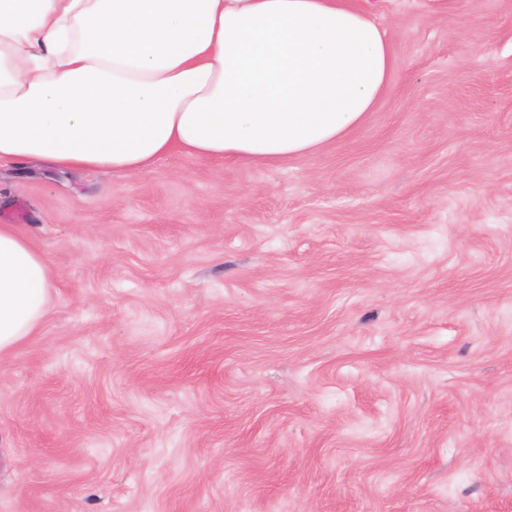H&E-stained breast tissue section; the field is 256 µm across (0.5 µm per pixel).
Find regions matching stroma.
Returning <instances> with one entry per match:
<instances>
[{"mask_svg": "<svg viewBox=\"0 0 512 512\" xmlns=\"http://www.w3.org/2000/svg\"><path fill=\"white\" fill-rule=\"evenodd\" d=\"M357 3L395 70L317 152L0 166V512H512V0ZM52 288V270L33 238L0 224V357L39 332Z\"/></svg>", "mask_w": 512, "mask_h": 512, "instance_id": "1", "label": "stroma"}]
</instances>
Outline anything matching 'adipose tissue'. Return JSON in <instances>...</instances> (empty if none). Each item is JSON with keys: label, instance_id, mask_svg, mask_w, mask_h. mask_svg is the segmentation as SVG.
Here are the masks:
<instances>
[{"label": "adipose tissue", "instance_id": "adipose-tissue-1", "mask_svg": "<svg viewBox=\"0 0 512 512\" xmlns=\"http://www.w3.org/2000/svg\"><path fill=\"white\" fill-rule=\"evenodd\" d=\"M393 69L354 0H0V165H278L359 126ZM52 288L33 238L0 224V357Z\"/></svg>", "mask_w": 512, "mask_h": 512}]
</instances>
